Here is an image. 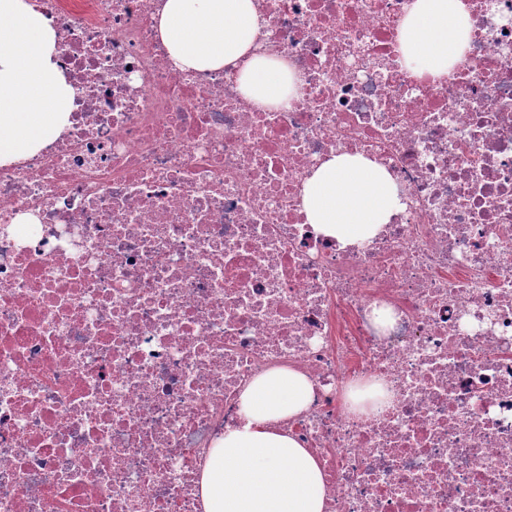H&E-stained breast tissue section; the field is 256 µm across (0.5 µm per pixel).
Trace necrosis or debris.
Segmentation results:
<instances>
[{
	"label": "necrosis or debris",
	"instance_id": "necrosis-or-debris-1",
	"mask_svg": "<svg viewBox=\"0 0 512 512\" xmlns=\"http://www.w3.org/2000/svg\"><path fill=\"white\" fill-rule=\"evenodd\" d=\"M160 2L33 0L75 94L0 164V512H204L273 368L313 387L279 427L324 512H512V0H461L438 78L401 49L414 0H254L297 79L269 107L177 68ZM341 154L399 199L347 246L303 208Z\"/></svg>",
	"mask_w": 512,
	"mask_h": 512
}]
</instances>
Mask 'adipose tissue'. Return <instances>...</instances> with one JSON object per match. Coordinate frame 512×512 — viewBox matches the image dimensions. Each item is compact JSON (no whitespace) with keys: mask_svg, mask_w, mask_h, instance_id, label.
Here are the masks:
<instances>
[{"mask_svg":"<svg viewBox=\"0 0 512 512\" xmlns=\"http://www.w3.org/2000/svg\"><path fill=\"white\" fill-rule=\"evenodd\" d=\"M169 55L184 71L241 68L240 91L275 105L294 90L287 64L257 51L253 0H163L158 19ZM460 0H414L402 49L415 72L440 76L468 41ZM57 34L29 0H0V163L16 161L54 140L73 108L74 90L58 68ZM388 172L359 155L322 163L304 187L310 224L342 245L374 236L398 208ZM307 378L275 368L242 395L244 423L221 437L204 469L205 512H324V481L316 459L274 422L304 410Z\"/></svg>","mask_w":512,"mask_h":512,"instance_id":"adipose-tissue-1","label":"adipose tissue"}]
</instances>
